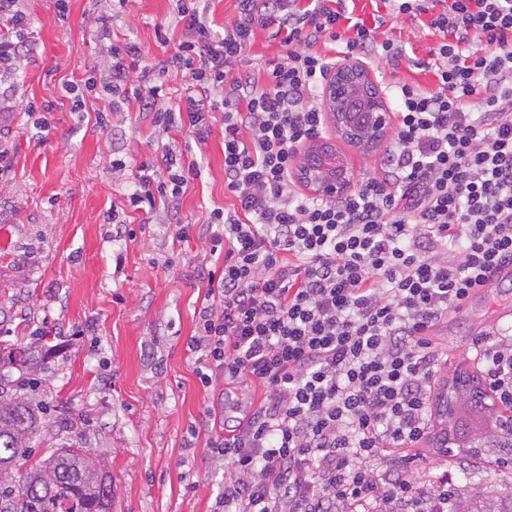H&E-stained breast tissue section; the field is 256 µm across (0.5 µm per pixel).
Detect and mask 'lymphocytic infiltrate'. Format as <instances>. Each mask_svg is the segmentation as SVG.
I'll return each mask as SVG.
<instances>
[{
    "mask_svg": "<svg viewBox=\"0 0 512 512\" xmlns=\"http://www.w3.org/2000/svg\"><path fill=\"white\" fill-rule=\"evenodd\" d=\"M181 30L170 56L143 65L135 41L106 43L86 90L135 100L155 126L196 143L224 125V196L207 210L222 265L188 343L204 385H254L262 398L207 441L224 467L213 512H445L448 477L414 481L413 447L430 433L438 324L473 287L512 266V0H384L427 15L435 82L391 85L396 119L381 170L332 200L294 189L297 150L324 135L320 89L344 60L398 68L406 43L353 17L350 0H173ZM21 0H0V68L27 42ZM285 54L262 73L242 66L257 31ZM186 85L169 107L166 80ZM167 178L141 163L130 212L177 209L201 163L164 154ZM491 391L512 408V329L474 344Z\"/></svg>",
    "mask_w": 512,
    "mask_h": 512,
    "instance_id": "obj_1",
    "label": "lymphocytic infiltrate"
}]
</instances>
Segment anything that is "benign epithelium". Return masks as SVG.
Segmentation results:
<instances>
[{
	"mask_svg": "<svg viewBox=\"0 0 512 512\" xmlns=\"http://www.w3.org/2000/svg\"><path fill=\"white\" fill-rule=\"evenodd\" d=\"M323 110L337 138L356 148L379 144L391 127V109L381 93L375 71L362 61L336 68L325 82ZM296 182L322 199H334L352 182L345 159L327 140L315 138L298 152Z\"/></svg>",
	"mask_w": 512,
	"mask_h": 512,
	"instance_id": "benign-epithelium-1",
	"label": "benign epithelium"
}]
</instances>
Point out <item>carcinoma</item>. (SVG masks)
I'll use <instances>...</instances> for the list:
<instances>
[{
	"mask_svg": "<svg viewBox=\"0 0 512 512\" xmlns=\"http://www.w3.org/2000/svg\"><path fill=\"white\" fill-rule=\"evenodd\" d=\"M30 376L44 370L33 345L0 348V512H112V473L104 460L76 446H64L40 457L18 476L19 462L30 457L44 428L43 406L32 402L24 387L14 385L12 370ZM452 429L462 438L477 437L512 463V430L493 423L485 397L466 390L455 397ZM448 512H512V485L448 486Z\"/></svg>",
	"mask_w": 512,
	"mask_h": 512,
	"instance_id": "1",
	"label": "carcinoma"
}]
</instances>
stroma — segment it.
I'll return each mask as SVG.
<instances>
[{
	"label": "stroma",
	"mask_w": 512,
	"mask_h": 512,
	"mask_svg": "<svg viewBox=\"0 0 512 512\" xmlns=\"http://www.w3.org/2000/svg\"><path fill=\"white\" fill-rule=\"evenodd\" d=\"M29 52L0 70V90H12L0 115V143L10 152L0 180V339L49 350L34 398L51 406L36 455L72 442L104 459L112 472L114 512H212L224 490V469L207 447L212 414L225 397L250 402L259 391L204 386L187 344L194 334L205 285L201 265H214L207 240L177 241L172 227L198 224L224 203V139L214 121L202 147V178L178 210L157 205L134 215L132 236L113 240V209H124L130 170L148 159L162 165L164 147L192 144L188 129L163 132L130 103L113 113L111 130L95 117L104 99L88 96L71 109L64 87L79 82L98 55L99 16L112 19L114 41L143 43L149 61L173 53L155 38L172 13L170 0H70L57 20L52 0H25ZM387 36L406 41L409 56L428 61L430 38L420 19L389 20ZM52 101L48 131L35 128L20 107ZM122 158L124 171L112 169ZM512 309V278L472 296L440 324L435 336L449 357L499 326ZM66 406L83 416L60 430L54 414Z\"/></svg>",
	"instance_id": "stroma-1"
}]
</instances>
